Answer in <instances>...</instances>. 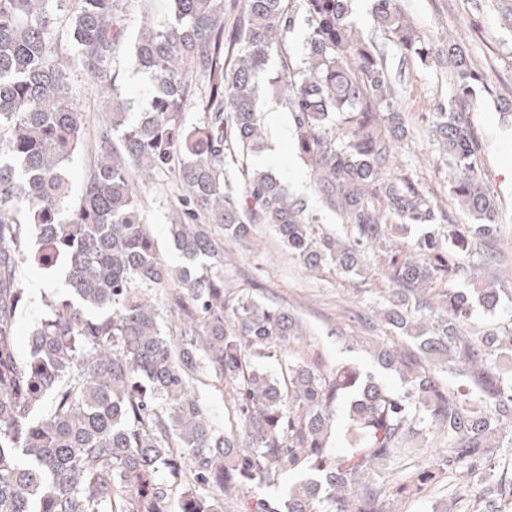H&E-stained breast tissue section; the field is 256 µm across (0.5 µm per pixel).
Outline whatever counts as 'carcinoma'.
I'll return each instance as SVG.
<instances>
[{"mask_svg":"<svg viewBox=\"0 0 512 512\" xmlns=\"http://www.w3.org/2000/svg\"><path fill=\"white\" fill-rule=\"evenodd\" d=\"M119 2L0 0V512H224L228 497L240 512H395L445 474L465 478L453 501L508 512L512 323L463 334L475 307L495 312L499 289L444 288L438 307L425 297L500 231L473 165L468 112L432 113L449 193L470 218L445 225L412 177L391 174L409 129L383 53L350 19L351 0H244L228 26L226 0H167L166 22L143 24L130 47L146 106L134 110L110 83L72 204L68 166L89 113L71 102V72L106 75L124 37ZM299 21L301 51L267 73ZM374 21L404 56L429 57L397 0H375ZM447 57L454 100L471 102L482 75L464 47L448 44ZM265 84L280 94L324 203L353 236L324 231L280 178L245 165L263 142ZM189 104L202 114L191 127L182 121ZM133 170L183 189L168 225L179 266L147 229ZM213 224L242 244L267 224L310 271L359 276L367 249L382 247L396 288L380 318L412 347L378 345L375 357L403 388L355 363L283 355L306 335L302 322L231 297ZM413 225L426 232L389 238ZM32 234L47 246L30 250ZM60 258L71 292L42 295L23 355L19 263L48 269ZM277 355L275 373L259 363ZM202 376L231 387L222 429L195 394ZM340 415L344 454L331 440ZM423 434L439 451L404 479L401 461ZM286 472L301 478L282 490Z\"/></svg>","mask_w":512,"mask_h":512,"instance_id":"cac0c4a2","label":"carcinoma"}]
</instances>
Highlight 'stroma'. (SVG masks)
Here are the masks:
<instances>
[{
  "instance_id": "stroma-1",
  "label": "stroma",
  "mask_w": 512,
  "mask_h": 512,
  "mask_svg": "<svg viewBox=\"0 0 512 512\" xmlns=\"http://www.w3.org/2000/svg\"><path fill=\"white\" fill-rule=\"evenodd\" d=\"M400 5L431 49L447 50L449 40L463 38L466 50L484 73L488 88L478 93L470 110L479 144L476 165L499 205L502 227L494 248L512 264V110L503 105L504 100H512V0H400ZM372 10L373 0H352V21L376 42L400 85L399 105L411 135L401 144L398 163L447 211L450 222L467 223V216L448 193V168L426 130L431 113L448 106L452 90L448 67L403 59L375 28ZM263 112L267 140L279 143L280 149L274 156L263 152L251 157V164L271 170L286 182L308 210L320 216L324 228L342 230L340 219L325 208L308 166L296 153L292 123L284 107L268 98ZM137 191L155 242L170 262L179 263L167 239V226L178 205L176 190L161 180L138 186ZM19 278L28 298L16 326L18 342L24 346L30 327L41 314L42 292L62 286L64 271L59 268L49 273L25 262L19 268ZM224 279L233 287L251 289L265 304L299 315L310 333L292 341L289 349L306 361L319 359L333 366L349 358L374 371L378 368L372 355L375 345L393 340L383 325L367 329L352 317L353 312L364 313L377 306L392 292L393 283L377 259H370L360 277L345 276L331 267L309 273L277 235L261 224L250 245L225 242Z\"/></svg>"
}]
</instances>
